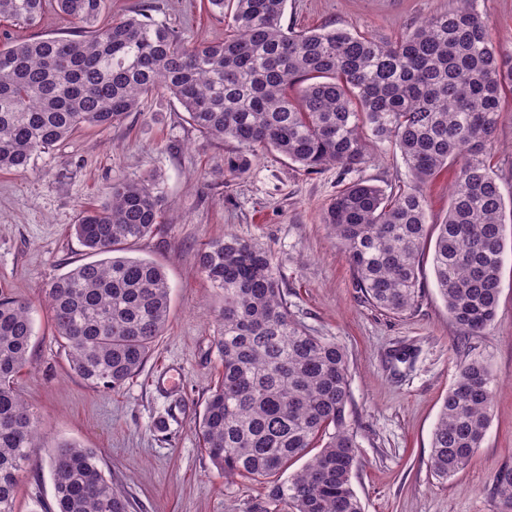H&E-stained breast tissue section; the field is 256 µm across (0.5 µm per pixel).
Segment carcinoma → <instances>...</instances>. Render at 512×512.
I'll return each instance as SVG.
<instances>
[{"instance_id": "1", "label": "carcinoma", "mask_w": 512, "mask_h": 512, "mask_svg": "<svg viewBox=\"0 0 512 512\" xmlns=\"http://www.w3.org/2000/svg\"><path fill=\"white\" fill-rule=\"evenodd\" d=\"M224 17L222 41L193 43L152 15L112 18L107 0H0V20L40 24L52 8L79 38L35 36L0 43V171L23 172L38 153L84 128H110L142 98L170 93L201 135L233 140L224 171H246L259 145L308 173L359 170L372 141L404 160L410 183L396 192L350 182L322 215L358 288L376 308L403 314L418 303L420 253L434 238L433 269L461 337L480 336L498 308L505 200L492 163L493 137L512 56L497 45L475 0L406 29L395 40L334 24L294 32L287 0H206ZM455 167L448 211L429 227L424 185ZM163 187L149 177L116 181L74 232L93 257L43 289L70 371L98 390L123 386L163 336L170 286L153 261L128 256L160 229ZM222 293L213 339L222 366L196 428L212 464L267 485V501L291 512H363L351 478L357 434L343 349L292 318L270 251L229 235L198 253ZM30 302L0 288V512H15L20 477L37 471L39 418L14 386L35 336ZM495 378L464 360L432 433L429 468L446 481L481 447ZM319 451L299 469L290 464ZM56 512H130L96 453L58 444L47 460Z\"/></svg>"}]
</instances>
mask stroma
I'll use <instances>...</instances> for the list:
<instances>
[{
    "instance_id": "stroma-1",
    "label": "stroma",
    "mask_w": 512,
    "mask_h": 512,
    "mask_svg": "<svg viewBox=\"0 0 512 512\" xmlns=\"http://www.w3.org/2000/svg\"><path fill=\"white\" fill-rule=\"evenodd\" d=\"M451 0H288L282 24L311 30L333 23L377 38H397ZM113 16L138 12L166 20L188 41L220 40L225 26L202 0H109ZM494 170L512 203V95H505L495 132ZM235 142L199 134L168 93L144 98L108 129H82L38 153L22 173H0V286L32 304L35 336L16 386L40 419L37 457L60 442L96 450L104 474L123 486L131 512H259L266 486L221 474L194 423L222 372L213 350L222 299L198 267V251L230 233L270 250L288 288L293 317L348 357L347 421L357 432L353 488L363 512H512L496 480L512 472V221L496 320L490 331L459 345L432 270L421 256L416 307L396 316L370 305L344 253L321 221L336 193L351 182L338 168L308 173L280 154L257 149L248 169L232 176L225 156ZM160 176L166 192L161 230L136 256L165 270L171 309L163 336L142 371L104 392L73 374L51 327L41 290L86 262L72 231L84 207L103 201L119 180ZM360 178L386 190L405 184L407 168L385 142ZM484 360L497 379L481 448L452 480L428 465L442 401L464 359ZM48 470L24 475L17 512L53 504Z\"/></svg>"
}]
</instances>
